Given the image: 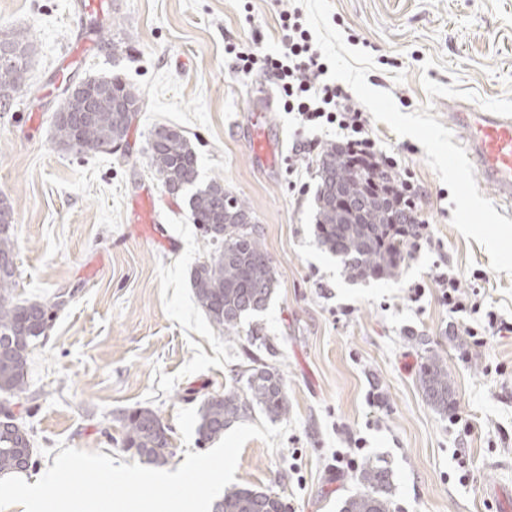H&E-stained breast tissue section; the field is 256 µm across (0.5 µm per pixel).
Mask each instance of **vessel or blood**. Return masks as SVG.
Wrapping results in <instances>:
<instances>
[{"label": "vessel or blood", "mask_w": 512, "mask_h": 512, "mask_svg": "<svg viewBox=\"0 0 512 512\" xmlns=\"http://www.w3.org/2000/svg\"><path fill=\"white\" fill-rule=\"evenodd\" d=\"M450 118L466 129L464 148L483 184L512 202V117L458 105L453 107ZM251 137L255 157L266 165L274 163L278 146L268 136L264 118L254 121Z\"/></svg>", "instance_id": "vessel-or-blood-1"}]
</instances>
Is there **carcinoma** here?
Masks as SVG:
<instances>
[{
    "label": "carcinoma",
    "instance_id": "1",
    "mask_svg": "<svg viewBox=\"0 0 512 512\" xmlns=\"http://www.w3.org/2000/svg\"><path fill=\"white\" fill-rule=\"evenodd\" d=\"M15 44L22 53L14 55L12 68L0 70V110L10 109L18 96L29 92L28 58L31 50L19 39L10 38L0 52ZM96 82L112 86V98L93 101V120L80 122L68 116L55 118L54 141L62 149L80 154L111 152L130 131L122 113L112 109V100L123 98L140 112L144 103L138 90L118 73L96 77ZM147 166L162 181L165 191L179 197L189 193L187 206L207 246V255L191 271V286L198 305L209 321L236 339L239 327L248 318L264 312L274 294L275 277L270 256L256 225L226 224L225 215L241 212L251 216L247 203L224 189V180L199 181L198 159L183 130L166 125L154 127L145 152ZM315 221L318 238L341 263L349 279L396 278L407 256L402 238L392 232L395 224L415 223V217L397 206L394 195L378 191L367 166L351 161L343 149L327 146L316 168ZM15 265H0V394L20 397L27 392L30 354L45 338L53 312L61 309L59 295L47 302L18 301ZM258 329L250 330L248 345L242 347L248 368L233 372L224 393L204 400L198 433L205 441L224 436L233 424L248 418L255 409L269 418L288 414V390L279 371L254 350ZM419 383L431 408L448 413L453 403V387L448 365L438 354L428 356ZM159 417L141 408L124 416L127 448L135 449L145 462L163 465L168 461L169 443L161 440ZM24 445L15 428L0 420V476L21 473L18 448ZM355 478L363 486L361 494L346 498L340 512H391V475L377 465L362 464ZM213 512H285L284 503L272 491L254 486L240 487L215 502Z\"/></svg>",
    "mask_w": 512,
    "mask_h": 512
}]
</instances>
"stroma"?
<instances>
[{"instance_id": "1", "label": "stroma", "mask_w": 512, "mask_h": 512, "mask_svg": "<svg viewBox=\"0 0 512 512\" xmlns=\"http://www.w3.org/2000/svg\"><path fill=\"white\" fill-rule=\"evenodd\" d=\"M77 0H0V33L32 46L31 94L0 112V198L12 206L19 300L69 293L33 349L21 421L33 437L41 478L65 447L130 464L124 417L154 410L170 435L167 469L186 452H205L197 425L205 397L223 393L231 370L247 366L240 343L259 326L262 356L288 389L298 419L281 448L259 439L243 447L235 487L278 494L287 512H339L359 493L337 456L387 467L392 512H512V335L476 337L483 311L512 321V275L495 272L484 246L452 225L451 192L421 144L385 123L369 133L399 152L418 183V215L433 243L406 258L397 279L349 280L315 232V164L331 132L296 135L297 122L269 111L281 138L277 163L259 164L248 130L265 98L276 97L262 68L233 69L231 46L282 48L280 15L293 0H112L92 17ZM331 25L354 36L374 67L368 84L390 92L405 113L432 104L447 123L452 97H428L429 78L480 99L512 94V0H333ZM125 52H100L103 34ZM91 43L71 78L119 72L146 106L124 150L84 155L60 149L53 118L66 81L58 71L79 41ZM435 67H426L427 59ZM179 126L198 157L199 179L220 177L251 208L277 280L268 308L226 340L198 306L190 275L206 255L185 204L165 193L146 165L157 125ZM306 184L298 192V184ZM153 195V223H134L130 198ZM175 248H167L165 239ZM450 266L481 313H449L433 280ZM425 293L412 300L411 284ZM448 364L455 405L434 412L418 385L426 357Z\"/></svg>"}]
</instances>
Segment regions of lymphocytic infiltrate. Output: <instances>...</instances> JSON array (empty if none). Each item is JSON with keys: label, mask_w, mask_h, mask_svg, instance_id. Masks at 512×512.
<instances>
[{"label": "lymphocytic infiltrate", "mask_w": 512, "mask_h": 512, "mask_svg": "<svg viewBox=\"0 0 512 512\" xmlns=\"http://www.w3.org/2000/svg\"><path fill=\"white\" fill-rule=\"evenodd\" d=\"M282 27L288 33V47L283 55L260 57L249 50L237 52V72L248 75L259 66L271 73L277 80L284 111L294 114L301 126L335 129L348 154L379 173L383 187L395 192L399 204L407 211H415L419 187L410 171L397 154L379 147L369 134L367 112L342 84L329 79V65L314 44L300 12L284 15ZM435 279L440 299L450 313L482 314L484 333L512 334V322L494 311H482L480 304L462 290L453 269L438 270Z\"/></svg>", "instance_id": "f902f5d3"}]
</instances>
